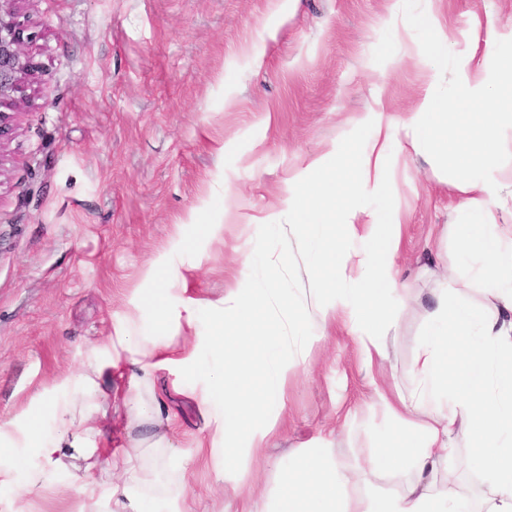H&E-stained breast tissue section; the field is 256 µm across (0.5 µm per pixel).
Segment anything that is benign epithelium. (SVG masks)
Here are the masks:
<instances>
[{"instance_id":"obj_1","label":"benign epithelium","mask_w":512,"mask_h":512,"mask_svg":"<svg viewBox=\"0 0 512 512\" xmlns=\"http://www.w3.org/2000/svg\"><path fill=\"white\" fill-rule=\"evenodd\" d=\"M25 0H0V139L13 131L11 110L27 99L35 65L27 49L37 33L23 13Z\"/></svg>"}]
</instances>
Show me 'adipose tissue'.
<instances>
[{
	"label": "adipose tissue",
	"instance_id": "adipose-tissue-1",
	"mask_svg": "<svg viewBox=\"0 0 512 512\" xmlns=\"http://www.w3.org/2000/svg\"><path fill=\"white\" fill-rule=\"evenodd\" d=\"M496 26L490 16L474 21L468 30L471 49L453 55L448 82L459 90L461 104L444 103L432 88L402 121L381 111L365 113L358 123L371 134L355 154L332 144L289 178L288 227L295 237L316 243L309 270L315 304L289 308L288 351L270 353L259 385L251 383L252 356L262 340L261 314L283 301L277 289L256 288L244 276L223 300L206 306L189 298L173 316L164 292L186 279L170 270L142 299V308L161 323L187 327L196 342L222 358L211 376L224 406L211 416L209 428L212 441L224 444L223 512H312V503L313 512H512V224L497 221L498 212H512V172L496 164L503 133L512 130V51L500 50ZM409 149L444 161L462 205L481 221L457 237L462 262L426 314L411 387L402 393L374 379L373 368L387 360L388 336L409 300L395 269L404 217L394 211L383 219L366 209L330 210L326 204L346 191L387 193L391 158ZM321 210L341 226L340 237L311 223ZM474 284L479 304L449 301L450 288ZM205 307L223 335L202 325ZM333 324L356 341L361 368L373 379L372 405L381 411L390 438L348 459L327 443L300 449L280 466L276 497L240 504L239 469L267 447L278 424L265 407L285 411L289 377L310 372L308 348L324 342ZM104 348L106 360L90 361L71 377L73 396L52 403L53 429L33 449L42 472L83 471L82 512H103L106 503L113 512H145L137 494L142 479L133 465L141 446L113 451L95 415L112 402L108 378L126 368L129 425L149 421L168 427L169 418L145 397L143 385L156 369L192 367L195 354L170 338L139 336L131 318L115 325ZM461 446L479 455L482 492L475 504L457 491L460 476L450 458ZM117 474L123 484H114Z\"/></svg>",
	"mask_w": 512,
	"mask_h": 512
}]
</instances>
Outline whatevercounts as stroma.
<instances>
[{
    "label": "stroma",
    "mask_w": 512,
    "mask_h": 512,
    "mask_svg": "<svg viewBox=\"0 0 512 512\" xmlns=\"http://www.w3.org/2000/svg\"><path fill=\"white\" fill-rule=\"evenodd\" d=\"M391 0H29L38 37L30 100L0 144V420L41 400L65 398L68 377L93 358L127 316L142 336L181 338L142 308L157 288L148 271L176 266L187 290L166 295L218 300L252 254L258 288L312 305L308 245L288 241V178L334 142L360 148L356 121L383 108L405 118L448 49L425 25L435 15L456 36L472 16L512 27V0H408L391 21ZM385 215L402 210L399 274L416 299L388 339L389 384L406 388L424 316L460 256L442 235L473 224L458 193L427 157L400 154L389 194L363 198ZM266 220L263 239L251 221ZM313 371L288 384V420L244 465L243 486L273 488L296 449L331 440L344 457L371 446L365 428L333 434L340 409L371 396L358 348L345 332L309 353ZM200 347L181 375L156 371L154 392L173 418L168 445L144 460V495L154 512H217L222 483L208 449V371ZM67 473L43 477L24 499L0 486V512H80Z\"/></svg>",
    "instance_id": "35a3bbf8"
}]
</instances>
